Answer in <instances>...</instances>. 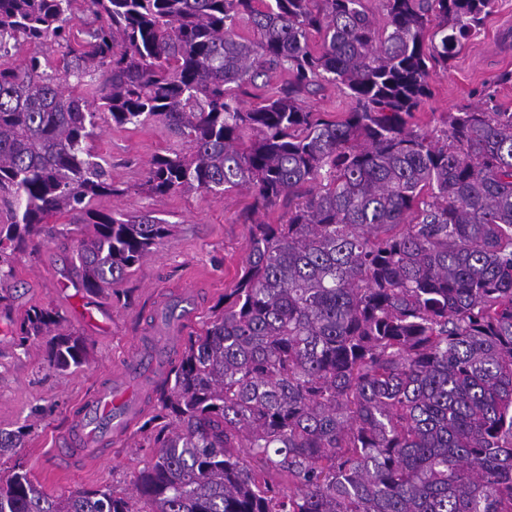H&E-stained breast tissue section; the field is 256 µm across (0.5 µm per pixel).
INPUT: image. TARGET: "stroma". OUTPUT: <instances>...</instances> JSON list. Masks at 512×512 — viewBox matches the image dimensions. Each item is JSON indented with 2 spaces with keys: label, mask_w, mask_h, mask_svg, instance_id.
Here are the masks:
<instances>
[{
  "label": "stroma",
  "mask_w": 512,
  "mask_h": 512,
  "mask_svg": "<svg viewBox=\"0 0 512 512\" xmlns=\"http://www.w3.org/2000/svg\"><path fill=\"white\" fill-rule=\"evenodd\" d=\"M507 70L512 71V0H495L448 72L432 76V96L415 111L413 125L429 131L444 128L449 113L477 104L489 86L495 89L496 104L512 112V82L496 81ZM180 147L158 123L123 128L105 122L97 131L92 151L108 161L112 180L123 193L97 199L94 208L116 215L148 211L173 226L171 236L114 288L88 295L76 287L72 236L37 235L12 259L11 296L0 305V430L26 427L16 459L49 495L107 486L133 496L135 477L156 454L152 430L141 427L156 412L154 400H143L140 420L101 450L98 462L67 456L61 439L81 401L95 394L131 353L134 338L154 335L162 302H176L179 288L192 284L197 312L188 332L197 335L245 264L249 227L240 215L253 204L246 191H144L142 183L154 157ZM79 305L92 311L94 322L75 317ZM33 307L58 309L68 326L86 339L88 354L80 367L57 371L48 366L43 343L19 345V323Z\"/></svg>",
  "instance_id": "35a3bbf8"
}]
</instances>
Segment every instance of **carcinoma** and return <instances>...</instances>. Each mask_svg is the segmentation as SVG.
Segmentation results:
<instances>
[{
    "mask_svg": "<svg viewBox=\"0 0 512 512\" xmlns=\"http://www.w3.org/2000/svg\"><path fill=\"white\" fill-rule=\"evenodd\" d=\"M365 2L0 0V59L12 41L62 53L0 62V301L42 232L81 235L91 294L169 236L92 209L121 192L87 147L102 119L182 143L154 158L151 195L294 202L286 224L251 222L242 273L160 385L135 480L149 512H512V112L489 90L439 135L410 124L494 0H381L379 20ZM94 74L91 99L65 86ZM324 83L350 100L341 120L305 105ZM65 323L32 308L19 344L77 368ZM24 436L0 430V459ZM0 512L138 510L110 488L50 496L17 462Z\"/></svg>",
    "mask_w": 512,
    "mask_h": 512,
    "instance_id": "carcinoma-1",
    "label": "carcinoma"
}]
</instances>
